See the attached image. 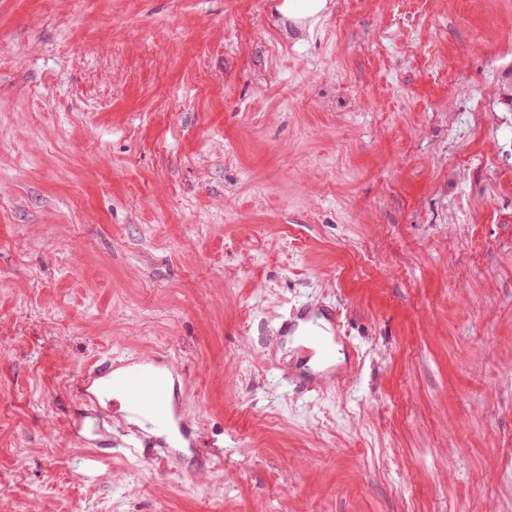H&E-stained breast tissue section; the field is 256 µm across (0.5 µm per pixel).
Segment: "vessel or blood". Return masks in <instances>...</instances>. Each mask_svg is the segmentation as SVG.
<instances>
[{
    "instance_id": "vessel-or-blood-1",
    "label": "vessel or blood",
    "mask_w": 512,
    "mask_h": 512,
    "mask_svg": "<svg viewBox=\"0 0 512 512\" xmlns=\"http://www.w3.org/2000/svg\"><path fill=\"white\" fill-rule=\"evenodd\" d=\"M335 319V310L305 308L295 318L282 322L280 333L302 336L305 348L327 362L332 359L334 348L325 337V325ZM186 381L185 367L175 357L160 355L133 361L103 358L81 371L71 385L81 399L95 406L94 431L101 434L103 447L112 445L111 439L102 435L104 416L120 402L124 405L123 417L138 422L135 443H148L157 456L168 460L172 453L165 438L170 430L178 431L185 447L200 446V432L178 402Z\"/></svg>"
}]
</instances>
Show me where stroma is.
Segmentation results:
<instances>
[{
	"label": "stroma",
	"instance_id": "stroma-1",
	"mask_svg": "<svg viewBox=\"0 0 512 512\" xmlns=\"http://www.w3.org/2000/svg\"><path fill=\"white\" fill-rule=\"evenodd\" d=\"M283 3L0 0V512H512V0ZM158 351L207 468L84 477ZM320 319L333 323L336 321V311L303 308L295 318H289L281 323L280 334L281 336H295L297 333L296 336H303L304 348L316 355L320 361L329 362L334 355V348L324 337L326 336V327L319 322Z\"/></svg>",
	"mask_w": 512,
	"mask_h": 512
}]
</instances>
